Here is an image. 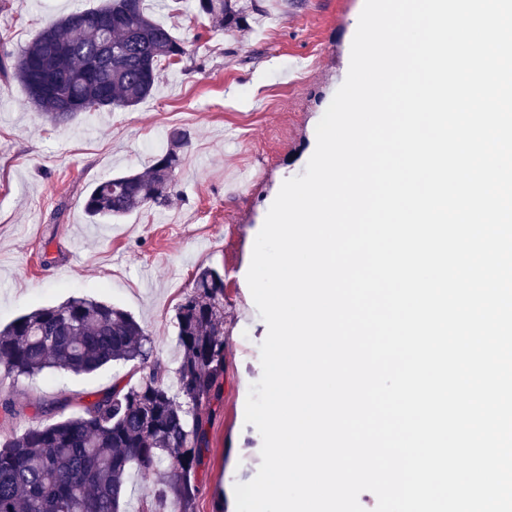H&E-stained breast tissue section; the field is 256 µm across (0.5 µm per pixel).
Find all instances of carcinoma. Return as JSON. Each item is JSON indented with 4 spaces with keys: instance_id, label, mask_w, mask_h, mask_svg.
Masks as SVG:
<instances>
[{
    "instance_id": "cac0c4a2",
    "label": "carcinoma",
    "mask_w": 512,
    "mask_h": 512,
    "mask_svg": "<svg viewBox=\"0 0 512 512\" xmlns=\"http://www.w3.org/2000/svg\"><path fill=\"white\" fill-rule=\"evenodd\" d=\"M259 0H196L197 15L226 30L240 27ZM195 50L156 21L143 0H107L47 23L12 57V76L28 103L55 122L78 112L131 108L146 99L162 66ZM145 173L99 182L85 199L93 219L126 217L165 205L178 183L183 130ZM180 359L169 381L149 363L145 327L103 301L73 298L40 307L0 331V374H92L112 364L138 362L149 372L115 384L58 414L66 400L43 402L40 424L0 442V512H124L131 474L151 484L137 512H196V470L224 391V278L200 269L176 307Z\"/></svg>"
}]
</instances>
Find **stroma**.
Masks as SVG:
<instances>
[{"instance_id":"35a3bbf8","label":"stroma","mask_w":512,"mask_h":512,"mask_svg":"<svg viewBox=\"0 0 512 512\" xmlns=\"http://www.w3.org/2000/svg\"><path fill=\"white\" fill-rule=\"evenodd\" d=\"M104 0H0V61L44 24ZM364 0H265L239 29L220 30L166 0L147 11L196 49L167 67L151 96L131 109L85 112L56 124L27 104L23 86L0 73V329L72 298L105 301L145 326L151 358L178 356L175 309L198 269L224 277V394L196 472V512H235L234 486L260 466L262 438L245 421L249 387L262 375L268 332L248 283L255 238L284 180L304 174L315 129L349 69ZM190 135L167 207L93 223L84 210L100 180L140 173ZM128 372L0 374V439L41 421L37 403L79 404Z\"/></svg>"}]
</instances>
